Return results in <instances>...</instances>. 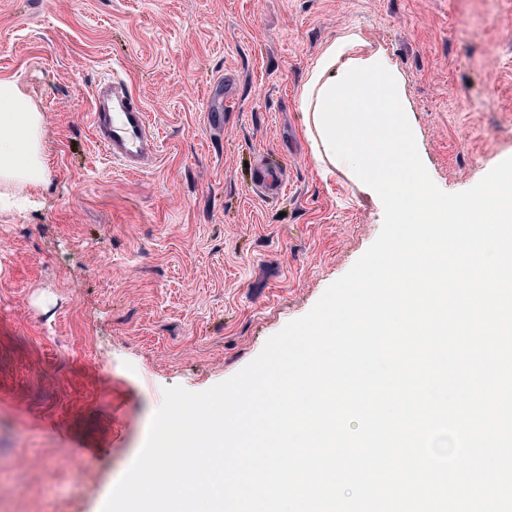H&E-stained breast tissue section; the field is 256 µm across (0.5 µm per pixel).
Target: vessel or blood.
Returning a JSON list of instances; mask_svg holds the SVG:
<instances>
[{"label": "vessel or blood", "instance_id": "1", "mask_svg": "<svg viewBox=\"0 0 512 512\" xmlns=\"http://www.w3.org/2000/svg\"><path fill=\"white\" fill-rule=\"evenodd\" d=\"M94 109L90 114L99 143L113 160L135 170L143 162L154 160L158 139L154 135L143 107L133 103L121 80L105 83L93 93ZM287 187L282 167L265 161L261 175L251 184L252 192L266 198L285 193Z\"/></svg>", "mask_w": 512, "mask_h": 512}]
</instances>
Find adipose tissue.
Here are the masks:
<instances>
[{
  "instance_id": "obj_1",
  "label": "adipose tissue",
  "mask_w": 512,
  "mask_h": 512,
  "mask_svg": "<svg viewBox=\"0 0 512 512\" xmlns=\"http://www.w3.org/2000/svg\"><path fill=\"white\" fill-rule=\"evenodd\" d=\"M364 44L358 32H349L331 43L310 71L300 95L299 109L314 147L322 145L313 119L318 92L327 79L337 76L342 64L357 57ZM42 127V114L25 102L17 84L0 79V199L9 198L16 189L46 182L48 169L42 151Z\"/></svg>"
}]
</instances>
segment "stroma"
I'll return each instance as SVG.
<instances>
[{"instance_id": "1", "label": "stroma", "mask_w": 512, "mask_h": 512, "mask_svg": "<svg viewBox=\"0 0 512 512\" xmlns=\"http://www.w3.org/2000/svg\"><path fill=\"white\" fill-rule=\"evenodd\" d=\"M353 30L441 190L512 157V0H0V78L42 113L49 168L0 204V512H102L164 388L235 375L377 238L378 195L321 171L299 109ZM111 76L158 136L140 173L90 122ZM267 154L279 198L249 190Z\"/></svg>"}]
</instances>
